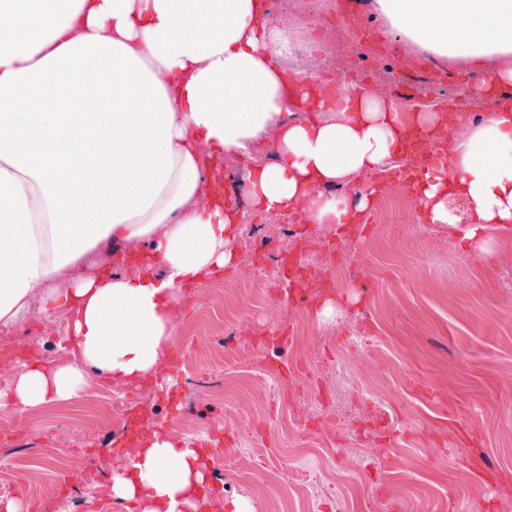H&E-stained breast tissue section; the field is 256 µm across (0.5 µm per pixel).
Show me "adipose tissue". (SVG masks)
Masks as SVG:
<instances>
[{"label": "adipose tissue", "instance_id": "adipose-tissue-1", "mask_svg": "<svg viewBox=\"0 0 512 512\" xmlns=\"http://www.w3.org/2000/svg\"><path fill=\"white\" fill-rule=\"evenodd\" d=\"M377 2L385 34L482 67L492 91L512 87V0ZM293 51L266 0H0V332L35 308L69 326L67 360L15 366L0 408L69 402L94 377L160 381L184 289L236 265L249 214L345 230L375 197L327 188L393 170L412 130L445 131L440 110L289 78ZM260 141L270 162L252 157ZM228 154L245 163L244 210L213 179ZM402 179L424 223L488 251L512 227V103ZM123 250L137 270L109 274ZM129 445L106 493L131 512H253L211 489L200 444L155 427Z\"/></svg>", "mask_w": 512, "mask_h": 512}]
</instances>
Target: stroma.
Returning <instances> with one entry per match:
<instances>
[{
	"mask_svg": "<svg viewBox=\"0 0 512 512\" xmlns=\"http://www.w3.org/2000/svg\"><path fill=\"white\" fill-rule=\"evenodd\" d=\"M404 68L399 90H392L386 68H377L366 86L391 98L416 102L424 83L468 79L475 70L463 60L433 62L414 45L396 53ZM387 248L352 245L349 233L337 241L357 271L336 300V321L320 323L317 307L253 303L249 284L271 271L269 261L240 251L227 278L241 293L222 309L206 284L183 296V318L175 346L185 362L177 387L197 411V425L186 435L197 442L222 439L212 465L223 473L214 487L224 500L250 499L256 512L276 503L281 512H512V287L490 278L493 270H512V234L496 233L489 252L449 250L452 234L442 224L388 223L378 231ZM304 325L303 353L317 403L335 389L324 366L341 353L344 339L361 331L374 347L352 354L353 377L342 414L345 425L378 421L375 447L352 451L344 429L326 431L316 404L303 400L292 384L274 387V371L254 343L259 328ZM67 322L27 316L10 333L0 334V360L35 353L50 363L66 353ZM135 397V410L150 407L153 426L176 430V416L154 385L109 388L94 408L112 417V401ZM83 400L18 413L0 410V472L10 475L12 498L40 499L44 512H64L48 495L58 473L54 458L72 457L89 430L78 412ZM280 469L241 470L237 455L244 430ZM106 474L73 484L86 488L83 504L127 512L106 497L108 477L125 473L128 456L98 454ZM482 458L499 474L497 483L473 480L464 462ZM321 466L341 485L342 499L320 497L310 504L289 502L286 473Z\"/></svg>",
	"mask_w": 512,
	"mask_h": 512,
	"instance_id": "35a3bbf8",
	"label": "stroma"
}]
</instances>
